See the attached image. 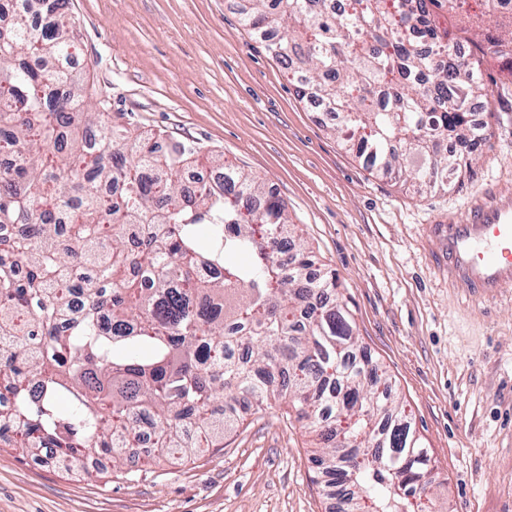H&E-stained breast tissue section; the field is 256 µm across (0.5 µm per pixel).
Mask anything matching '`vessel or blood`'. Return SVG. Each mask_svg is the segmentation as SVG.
<instances>
[{"label":"vessel or blood","mask_w":512,"mask_h":512,"mask_svg":"<svg viewBox=\"0 0 512 512\" xmlns=\"http://www.w3.org/2000/svg\"><path fill=\"white\" fill-rule=\"evenodd\" d=\"M431 233L458 287L493 297L512 283V187L492 188L470 204L465 219L437 222Z\"/></svg>","instance_id":"1"}]
</instances>
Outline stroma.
Returning <instances> with one entry per match:
<instances>
[{
    "label": "stroma",
    "mask_w": 512,
    "mask_h": 512,
    "mask_svg": "<svg viewBox=\"0 0 512 512\" xmlns=\"http://www.w3.org/2000/svg\"><path fill=\"white\" fill-rule=\"evenodd\" d=\"M76 68L113 119L260 178L284 202L314 257L333 271L362 346L423 436L448 512H512V284L493 300L452 284L433 222L465 217L494 184H512V74L462 18L440 27L482 59L491 136L472 172L423 192L378 175L301 101L290 74L244 27L236 0H70ZM318 438L292 404L243 409L218 447L113 469L111 455L71 472L0 447V512H335L312 462Z\"/></svg>",
    "instance_id": "obj_1"
}]
</instances>
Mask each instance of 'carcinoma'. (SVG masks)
Masks as SVG:
<instances>
[{
    "mask_svg": "<svg viewBox=\"0 0 512 512\" xmlns=\"http://www.w3.org/2000/svg\"><path fill=\"white\" fill-rule=\"evenodd\" d=\"M512 0L471 18L486 54L512 55ZM69 0H21L0 26V443L50 450L70 470L104 452L124 465L139 424L153 448L192 454L238 426L237 406L288 399L317 433L313 462L337 512H423L427 448L382 386L282 201L224 168L222 191H190L195 150L142 138L90 105L64 62ZM463 0H239L245 26L279 33L301 97L341 115L336 136L378 172L446 189L490 136L468 106L489 98L479 62L456 55L431 7ZM452 139L453 152L440 142ZM136 155V163L127 154ZM293 252L282 264L275 249Z\"/></svg>",
    "mask_w": 512,
    "mask_h": 512,
    "instance_id": "carcinoma-1",
    "label": "carcinoma"
}]
</instances>
